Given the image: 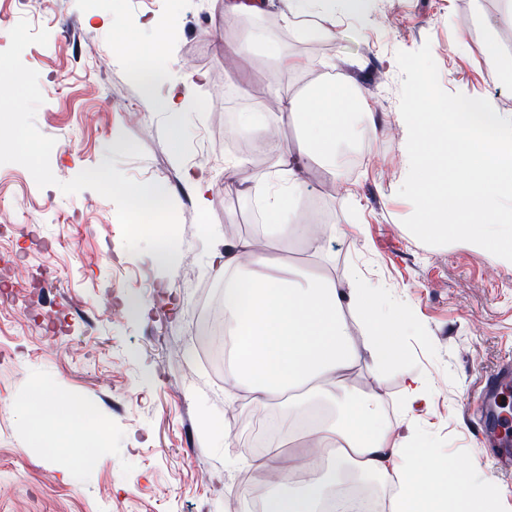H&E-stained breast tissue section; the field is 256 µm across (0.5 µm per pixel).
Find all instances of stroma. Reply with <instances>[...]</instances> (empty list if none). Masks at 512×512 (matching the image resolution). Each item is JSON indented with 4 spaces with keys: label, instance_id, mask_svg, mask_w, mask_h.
Instances as JSON below:
<instances>
[{
    "label": "stroma",
    "instance_id": "stroma-1",
    "mask_svg": "<svg viewBox=\"0 0 512 512\" xmlns=\"http://www.w3.org/2000/svg\"><path fill=\"white\" fill-rule=\"evenodd\" d=\"M269 8L265 30L285 52L334 63L372 106L357 116L367 137L343 149L351 197L336 196L329 176L312 168L295 202L306 230L285 241L258 220L252 200L225 190L226 160L250 161L245 183L273 171L267 144L233 129L240 113L273 102L276 61L256 57L225 71L224 47L235 37L224 30V0H33L22 14L14 0H0V50L22 19L49 34L22 60L39 74L44 102L35 123L56 140L50 165L58 180L41 188L27 169L0 164V225L10 230L0 253L25 266L1 279L16 300L0 302V512H225L245 454L212 436L229 400L223 372L200 348V303L224 290L214 255L244 239L284 264L341 283L357 268L392 289L413 322L404 338L409 364L429 394L399 437L427 436L440 468L465 456L492 474L468 417L479 377L512 356V263L492 264L468 242L425 245L404 226L413 207L397 194L407 171L395 130L396 53L430 44L443 90L490 98L512 113V83L494 80L483 54L499 0H371L367 16L337 13L335 42L284 30L289 0H269ZM117 29L161 41L169 82L187 84L199 109L166 112L145 97L125 54L113 49ZM105 160L172 197L181 251L170 266L126 250L113 202L59 189ZM201 167L211 179L205 211L187 177ZM313 235L318 257L306 244ZM47 307L64 315L61 328L28 321ZM47 379L61 415L92 410L88 428L103 433L98 448L47 456L57 430L28 422ZM352 381L379 394L388 411L404 398L402 376L377 374L368 361Z\"/></svg>",
    "mask_w": 512,
    "mask_h": 512
}]
</instances>
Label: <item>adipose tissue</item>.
I'll use <instances>...</instances> for the list:
<instances>
[{
  "instance_id": "obj_1",
  "label": "adipose tissue",
  "mask_w": 512,
  "mask_h": 512,
  "mask_svg": "<svg viewBox=\"0 0 512 512\" xmlns=\"http://www.w3.org/2000/svg\"><path fill=\"white\" fill-rule=\"evenodd\" d=\"M286 26L317 18L304 28L306 38L335 41L336 27L322 18L344 10L360 15L367 0H289ZM238 40L224 52L226 67L251 59L258 52L276 59L279 69L308 79L307 91H283L278 110L245 112L235 132L243 137L273 138L284 113L301 122L293 150L278 153L276 163L285 174L282 183L261 176L245 187L246 197L263 201L267 223L277 225L280 237L295 233L294 202L302 193L310 162H319L331 176L337 195L348 194L342 174L340 145L357 135L354 118L368 111L367 102L352 100L343 78L317 73L314 62L285 54L263 32L242 27ZM224 270V336L229 355L224 376L230 398L244 397L255 411L282 400L285 430L261 454L248 458L249 468L271 474L263 512H356L343 498L345 485L397 483L392 512H481L492 485L467 458L454 460L437 473L434 450L411 446L396 435L398 426L411 423L416 406L427 392L410 369L404 338L411 323L404 307L395 304L387 289L352 271L339 284L313 269L273 274L267 252L244 240L220 256ZM360 327L361 340L352 337ZM379 372L400 371L405 401L397 420L381 411L379 398L359 392L351 373L363 357ZM293 453H286V446ZM308 473L297 482V470Z\"/></svg>"
}]
</instances>
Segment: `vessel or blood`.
I'll list each match as a JSON object with an SVG mask.
<instances>
[{
  "mask_svg": "<svg viewBox=\"0 0 512 512\" xmlns=\"http://www.w3.org/2000/svg\"><path fill=\"white\" fill-rule=\"evenodd\" d=\"M482 406L475 423L478 445L483 455L492 457L498 472L512 474V419L501 410L512 400V357L499 361L481 382Z\"/></svg>",
  "mask_w": 512,
  "mask_h": 512,
  "instance_id": "b4317fda",
  "label": "vessel or blood"
}]
</instances>
